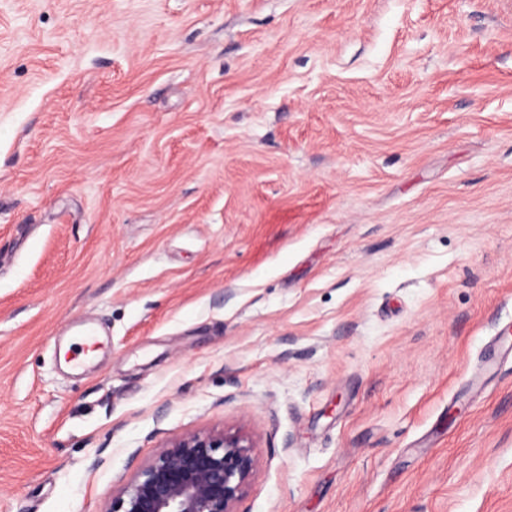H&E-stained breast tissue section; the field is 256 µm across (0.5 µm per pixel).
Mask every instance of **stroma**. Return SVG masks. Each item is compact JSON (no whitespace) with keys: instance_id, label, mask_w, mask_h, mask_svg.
Here are the masks:
<instances>
[{"instance_id":"35a3bbf8","label":"stroma","mask_w":512,"mask_h":512,"mask_svg":"<svg viewBox=\"0 0 512 512\" xmlns=\"http://www.w3.org/2000/svg\"><path fill=\"white\" fill-rule=\"evenodd\" d=\"M504 328L512 0H0V512H512ZM242 431L187 435L123 484L105 512H237L256 466Z\"/></svg>"}]
</instances>
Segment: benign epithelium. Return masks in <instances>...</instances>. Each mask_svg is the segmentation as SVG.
Masks as SVG:
<instances>
[{
	"instance_id": "7a95c632",
	"label": "benign epithelium",
	"mask_w": 512,
	"mask_h": 512,
	"mask_svg": "<svg viewBox=\"0 0 512 512\" xmlns=\"http://www.w3.org/2000/svg\"><path fill=\"white\" fill-rule=\"evenodd\" d=\"M255 466L239 430L187 435L124 483L106 512H237Z\"/></svg>"
}]
</instances>
